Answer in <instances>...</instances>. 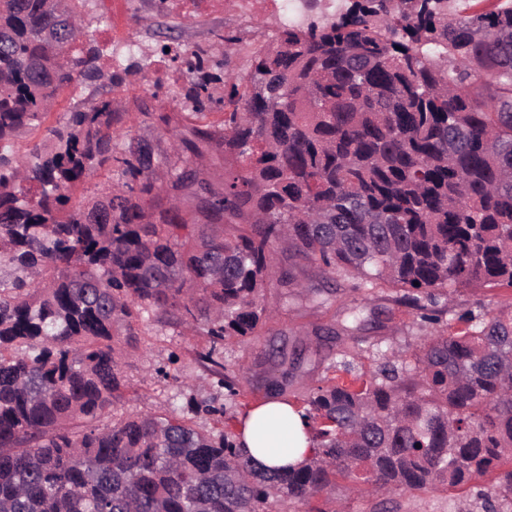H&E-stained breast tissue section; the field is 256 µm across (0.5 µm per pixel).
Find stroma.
I'll return each mask as SVG.
<instances>
[{
  "instance_id": "stroma-1",
  "label": "stroma",
  "mask_w": 512,
  "mask_h": 512,
  "mask_svg": "<svg viewBox=\"0 0 512 512\" xmlns=\"http://www.w3.org/2000/svg\"><path fill=\"white\" fill-rule=\"evenodd\" d=\"M88 21L96 26L100 44L112 43L113 31L132 37L142 48L160 51L166 39V26L178 28L181 42L210 48L215 57H223L224 44L218 39L225 30H233L247 44H267L279 27L277 15L243 17L235 0H227L222 11L202 12L200 17L165 15L159 0H92ZM149 70L126 76L122 85L104 86L102 93L115 100L119 111L130 113L126 129L134 135L162 138L146 115L150 112H175L179 106L166 90L149 85ZM393 290L382 288L370 295L353 292L350 280H341L335 293L325 302L294 295L282 296L280 289H268L265 300L278 306V318L265 326L260 335L231 338L221 345L217 358L226 370L234 372L240 397L230 398L223 387L202 367L197 353L206 345L202 336H193L181 328L155 322L142 325L135 349L122 361L131 383L125 398L115 408L120 418L150 407L163 415L185 414L204 433L219 435L225 428L237 427L240 418L265 397L268 381L283 372L281 353H296L301 363L284 397L299 402L309 388L323 384L332 372L329 363L316 355L312 339L315 333H331L334 352L347 353L365 371L373 370L381 352L410 350L431 329L414 310L398 305ZM360 306L367 322L359 330H345L351 307ZM490 477H478L465 492L441 487L417 493L396 494L386 499L351 498L349 512H458L473 510L477 503L473 491L489 486Z\"/></svg>"
}]
</instances>
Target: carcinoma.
Segmentation results:
<instances>
[{"instance_id": "obj_1", "label": "carcinoma", "mask_w": 512, "mask_h": 512, "mask_svg": "<svg viewBox=\"0 0 512 512\" xmlns=\"http://www.w3.org/2000/svg\"><path fill=\"white\" fill-rule=\"evenodd\" d=\"M87 2L0 0V512H279L339 480L365 498L487 474L483 512L512 507V303L467 309L460 328L439 307L512 290V0H307L269 44L228 30L223 59L184 61L182 103L203 109L222 82L221 121L181 130L145 112L166 143L122 146L110 99L47 124L74 80L152 65L104 55ZM40 130L25 162L6 148ZM208 157L224 160L218 185ZM115 169L127 180L72 198ZM344 278L393 289L433 328L369 377L331 365L300 404L301 466L262 471L235 434L148 409L99 425L128 388L121 345L139 322L207 337L198 358L236 398L213 355L275 318L266 290L316 299ZM511 292L507 289H498L491 291L486 288H461L453 295V302L450 305L452 311L444 316L447 322L455 323L453 318L455 313L461 312L476 303L486 307H494L498 302L505 303L510 301ZM512 297V296H511Z\"/></svg>"}]
</instances>
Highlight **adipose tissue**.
Returning a JSON list of instances; mask_svg holds the SVG:
<instances>
[{
  "label": "adipose tissue",
  "instance_id": "adipose-tissue-1",
  "mask_svg": "<svg viewBox=\"0 0 512 512\" xmlns=\"http://www.w3.org/2000/svg\"><path fill=\"white\" fill-rule=\"evenodd\" d=\"M237 443L264 468L297 467L312 452V435L298 408L267 399L242 417Z\"/></svg>",
  "mask_w": 512,
  "mask_h": 512
}]
</instances>
